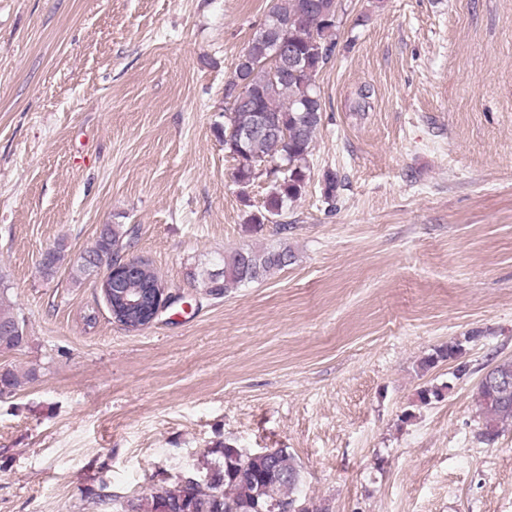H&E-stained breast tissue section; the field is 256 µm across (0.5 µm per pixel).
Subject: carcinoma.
I'll return each instance as SVG.
<instances>
[{
  "instance_id": "obj_1",
  "label": "carcinoma",
  "mask_w": 512,
  "mask_h": 512,
  "mask_svg": "<svg viewBox=\"0 0 512 512\" xmlns=\"http://www.w3.org/2000/svg\"><path fill=\"white\" fill-rule=\"evenodd\" d=\"M310 3L311 0H271L266 23L295 49L302 64L284 78L272 77L267 63L273 53L271 36L262 29L256 31L234 66L243 71L248 81L253 107L229 113L228 123L219 130L224 151L236 162L233 175L238 183L246 187L263 174L273 182L264 209L251 214L248 223L258 228L275 224L282 233L288 232L289 225L279 218L288 210V204L301 196L310 172L309 156L324 110L316 76L335 53L333 35L340 24L309 9ZM260 116L279 134L257 135L246 145H239L235 133L255 126ZM282 166L287 171H281ZM126 235L121 224L100 226L93 250L99 265H112L113 249L123 243ZM294 259L291 249L282 245L259 250L241 247L221 258L218 271L194 273L192 279L205 292L220 296L232 288L262 281L291 265ZM65 261V247L59 243L42 255L39 272L45 278L52 277ZM146 282L162 285L149 265L142 276L126 280L124 287L137 290ZM21 340H26L24 320L0 299V350H14ZM461 355V344L452 343L430 355L423 366L431 368ZM35 379L33 369L0 372V398L15 395ZM475 401L483 418V441L493 443L504 426L512 425L511 358L497 362L480 380ZM197 469L204 479L196 485H155L149 495L127 501L120 512H256L257 503L301 500L299 465L286 448L249 457L242 449L226 443L204 453Z\"/></svg>"
}]
</instances>
